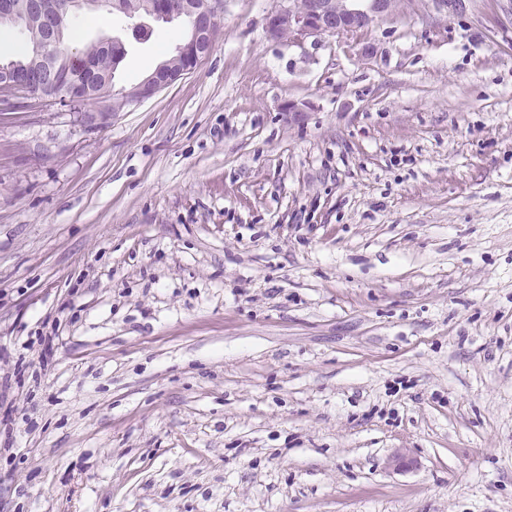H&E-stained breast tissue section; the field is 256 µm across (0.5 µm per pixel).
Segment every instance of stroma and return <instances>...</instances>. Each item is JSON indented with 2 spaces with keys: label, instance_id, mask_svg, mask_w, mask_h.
Masks as SVG:
<instances>
[{
  "label": "stroma",
  "instance_id": "35a3bbf8",
  "mask_svg": "<svg viewBox=\"0 0 512 512\" xmlns=\"http://www.w3.org/2000/svg\"><path fill=\"white\" fill-rule=\"evenodd\" d=\"M279 2L105 123L0 108V512H512V0L301 47ZM131 26L73 28L119 88L180 37ZM24 361L22 360V357H18L17 361L14 363L13 372H7V374H4V377H0L1 379V390L2 386L4 387V393H0V451H10L15 450L14 448L16 438L13 436V422L14 419L12 418V412L14 411L13 403L10 401L8 402V397L6 396V390L9 389L11 385H9V382L12 380V377H17L21 374L22 368H23ZM3 379V382H2ZM2 433L4 434V440L2 444ZM3 445V447H2Z\"/></svg>",
  "mask_w": 512,
  "mask_h": 512
}]
</instances>
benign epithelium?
Wrapping results in <instances>:
<instances>
[{"mask_svg":"<svg viewBox=\"0 0 512 512\" xmlns=\"http://www.w3.org/2000/svg\"><path fill=\"white\" fill-rule=\"evenodd\" d=\"M428 5L452 15L464 14L469 9L468 0H428ZM100 10L124 12L126 5L122 0H0L1 16L22 15L29 26ZM392 10V0H288V4L276 5L267 15L265 29L269 39L301 47L310 38L366 30ZM185 16L190 17L193 26L190 36L176 47L185 66L174 71L164 64L158 65L129 91V105H136L174 83L214 48L218 35L217 7L210 0H181L177 4L163 0L149 10V17L157 22L171 23ZM59 41L58 30L47 28L36 56L49 58L58 49ZM0 72L4 75L0 84L17 95L44 97L50 87L48 83L32 81L28 64L21 67L12 62L0 63Z\"/></svg>","mask_w":512,"mask_h":512,"instance_id":"1","label":"benign epithelium"}]
</instances>
